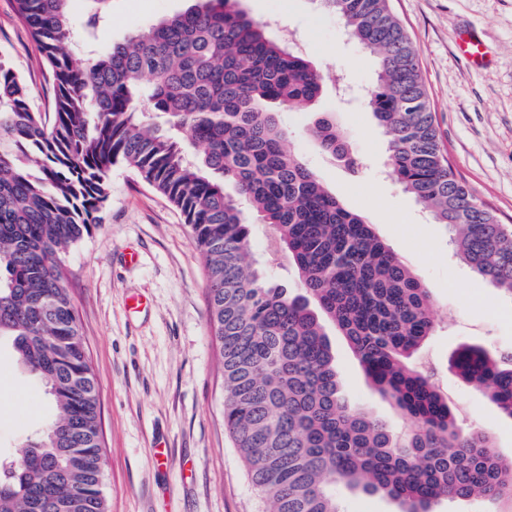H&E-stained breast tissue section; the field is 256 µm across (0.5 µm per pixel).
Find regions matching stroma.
<instances>
[{"mask_svg":"<svg viewBox=\"0 0 512 512\" xmlns=\"http://www.w3.org/2000/svg\"><path fill=\"white\" fill-rule=\"evenodd\" d=\"M188 0H111L101 42L183 11ZM268 35L320 69L319 101L308 112L281 111L302 161L350 210L415 270L434 301L436 329L422 356L435 364L461 423L487 432L496 454L512 457V419L448 367L464 344L512 351V297L457 256L451 232L388 176V146L364 110L374 59L318 0H240ZM416 45L419 65L448 158L475 198L512 225V0H389ZM486 48L475 64L459 49L460 32ZM0 53L10 58L46 109L52 90L38 51L12 0H0ZM332 116L361 160L351 171L309 136ZM103 222L63 256L81 331L99 389L109 512H268L224 428V377L207 319L205 260L179 211L133 172L114 166ZM272 230L253 224L250 247L269 276L299 293L292 266L273 256ZM139 261L125 262L126 249ZM143 300L140 309L129 297ZM345 400L394 427L404 421L364 374L344 336L328 327ZM54 413L44 382L0 344V456L11 457Z\"/></svg>","mask_w":512,"mask_h":512,"instance_id":"obj_1","label":"stroma"}]
</instances>
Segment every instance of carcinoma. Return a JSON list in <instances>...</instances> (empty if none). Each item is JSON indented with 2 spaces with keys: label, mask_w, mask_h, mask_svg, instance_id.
<instances>
[{
  "label": "carcinoma",
  "mask_w": 512,
  "mask_h": 512,
  "mask_svg": "<svg viewBox=\"0 0 512 512\" xmlns=\"http://www.w3.org/2000/svg\"><path fill=\"white\" fill-rule=\"evenodd\" d=\"M12 2L53 98L52 116L34 109L30 86L0 54V340L46 380L54 415L0 460V512H108L99 393L61 255L102 223L116 165L182 213L204 256L224 428L272 512H342L338 485L385 495L402 512L512 498V458L463 427L432 375L411 362L434 331L426 284L322 185L269 109L312 108L324 77L309 60L270 38L239 0H194L86 53L107 0H92L78 28L71 0ZM321 2L375 56L367 107L386 137L392 180L451 229L462 260L512 297V230L448 162L417 50L388 0ZM143 99L169 130L138 110ZM310 134L324 153L359 166L333 118ZM254 221L271 226L303 294L269 283L249 245ZM327 321L408 418L405 428L344 401ZM450 368L512 418L511 353L464 345Z\"/></svg>",
  "instance_id": "carcinoma-1"
}]
</instances>
